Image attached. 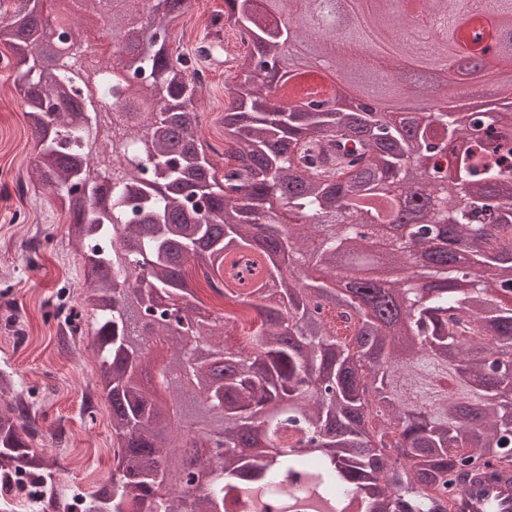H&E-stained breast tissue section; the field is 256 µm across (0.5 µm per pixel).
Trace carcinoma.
<instances>
[{
  "mask_svg": "<svg viewBox=\"0 0 512 512\" xmlns=\"http://www.w3.org/2000/svg\"><path fill=\"white\" fill-rule=\"evenodd\" d=\"M153 11L125 82L104 80L85 106L60 111L75 84L71 62L48 67L37 52L47 29L8 14L0 0V46L16 60L27 127L38 149L32 175L58 196L84 260V305L94 315L97 386L112 409L116 472L84 495L83 512H233L258 509L254 492L281 491L299 477L338 512H457L455 492L485 465L512 471V144L492 153L447 112L423 118L288 108L279 66L288 34L267 27L262 0H225L249 35L252 71L241 72L224 113L221 179L197 149V69L168 48L170 16L187 0ZM440 48L466 17L441 8ZM401 18L374 7L364 23L379 50ZM501 40L512 46V0ZM39 68L35 91L27 76ZM115 106L160 97L150 137L125 127L122 177L103 194L86 177L100 137L95 100ZM320 213L327 221L300 224ZM404 226L393 257L420 272L380 280L370 247L384 227ZM300 273L281 275L287 256ZM236 305L209 311L183 266ZM147 272L135 288L129 280ZM191 315L167 322L183 296ZM71 312L63 343L83 335ZM173 349V394L137 379L143 344ZM188 409L199 433L170 427ZM20 406L0 408V512H63L56 459L31 448ZM196 449L185 461L158 443ZM222 448L217 465L187 467ZM262 449L258 463L246 453Z\"/></svg>",
  "mask_w": 512,
  "mask_h": 512,
  "instance_id": "carcinoma-1",
  "label": "carcinoma"
}]
</instances>
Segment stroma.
Listing matches in <instances>:
<instances>
[{
  "mask_svg": "<svg viewBox=\"0 0 512 512\" xmlns=\"http://www.w3.org/2000/svg\"><path fill=\"white\" fill-rule=\"evenodd\" d=\"M173 23L171 43L184 50L207 32L227 27L224 0H189ZM228 74H211L194 98L208 158L223 165ZM25 97L14 81L10 53L0 54V369L34 419V448L56 455L63 498L109 484L113 470L111 411L94 390L98 361L87 341L65 348L63 311L82 309L83 262L57 200L29 176L37 151L29 138ZM93 400H86L87 391Z\"/></svg>",
  "mask_w": 512,
  "mask_h": 512,
  "instance_id": "stroma-1",
  "label": "stroma"
}]
</instances>
